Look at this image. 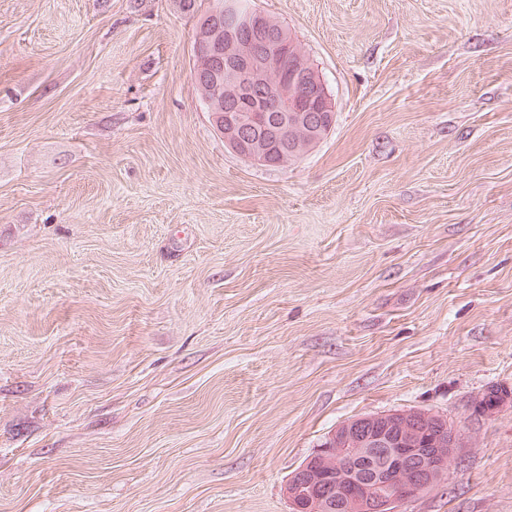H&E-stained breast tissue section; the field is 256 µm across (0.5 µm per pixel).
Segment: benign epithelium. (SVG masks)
I'll use <instances>...</instances> for the list:
<instances>
[{"label":"benign epithelium","mask_w":512,"mask_h":512,"mask_svg":"<svg viewBox=\"0 0 512 512\" xmlns=\"http://www.w3.org/2000/svg\"><path fill=\"white\" fill-rule=\"evenodd\" d=\"M192 78L224 141L258 165L296 153L299 141L331 130L335 105L298 52L293 38L268 15L240 0H219L193 36ZM456 428L422 409L367 414L336 426L321 448L288 475L290 512H397L440 485L459 459ZM373 461L361 478L351 462Z\"/></svg>","instance_id":"benign-epithelium-1"}]
</instances>
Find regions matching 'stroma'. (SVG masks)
Segmentation results:
<instances>
[{
    "instance_id": "1",
    "label": "stroma",
    "mask_w": 512,
    "mask_h": 512,
    "mask_svg": "<svg viewBox=\"0 0 512 512\" xmlns=\"http://www.w3.org/2000/svg\"><path fill=\"white\" fill-rule=\"evenodd\" d=\"M336 107L264 167L179 0H0V512H288L343 421L464 442L399 512H512V0H255Z\"/></svg>"
}]
</instances>
